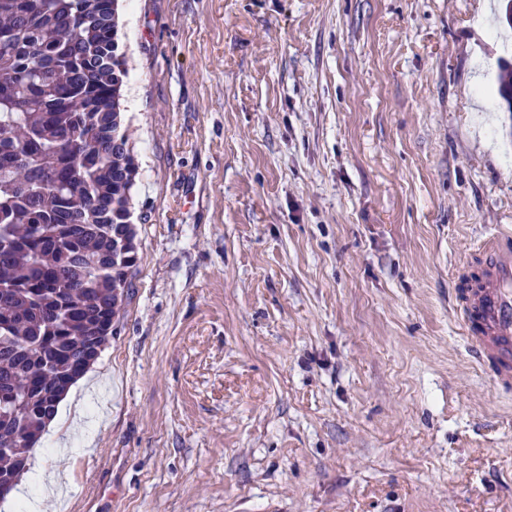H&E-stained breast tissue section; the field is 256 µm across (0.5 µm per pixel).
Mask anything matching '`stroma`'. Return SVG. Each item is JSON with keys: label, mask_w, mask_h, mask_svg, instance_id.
Returning a JSON list of instances; mask_svg holds the SVG:
<instances>
[{"label": "stroma", "mask_w": 512, "mask_h": 512, "mask_svg": "<svg viewBox=\"0 0 512 512\" xmlns=\"http://www.w3.org/2000/svg\"><path fill=\"white\" fill-rule=\"evenodd\" d=\"M498 0H121L138 263L43 512H512L456 266L512 225Z\"/></svg>", "instance_id": "35a3bbf8"}]
</instances>
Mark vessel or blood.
Masks as SVG:
<instances>
[{
	"label": "vessel or blood",
	"mask_w": 512,
	"mask_h": 512,
	"mask_svg": "<svg viewBox=\"0 0 512 512\" xmlns=\"http://www.w3.org/2000/svg\"><path fill=\"white\" fill-rule=\"evenodd\" d=\"M456 313L475 362L502 390L512 389V226L482 239L455 281Z\"/></svg>",
	"instance_id": "1"
}]
</instances>
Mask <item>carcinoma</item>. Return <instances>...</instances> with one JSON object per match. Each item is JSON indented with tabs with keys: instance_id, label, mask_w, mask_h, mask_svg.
<instances>
[{
	"instance_id": "cac0c4a2",
	"label": "carcinoma",
	"mask_w": 512,
	"mask_h": 512,
	"mask_svg": "<svg viewBox=\"0 0 512 512\" xmlns=\"http://www.w3.org/2000/svg\"><path fill=\"white\" fill-rule=\"evenodd\" d=\"M118 0H0V396L43 435L98 360L138 262L123 130ZM497 105L512 113V62ZM39 389L25 394L29 379ZM0 416V475L20 482L30 448ZM9 442H4L7 437Z\"/></svg>"
}]
</instances>
